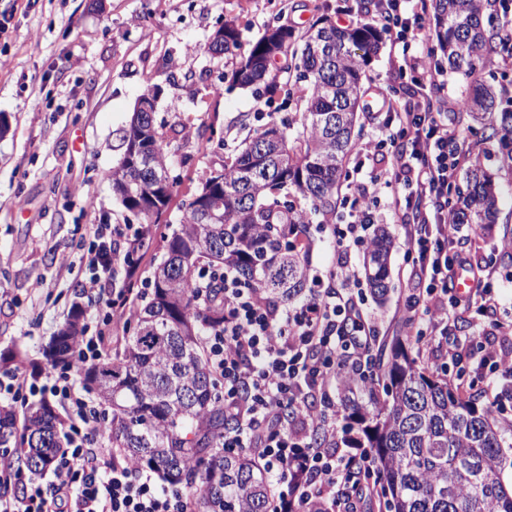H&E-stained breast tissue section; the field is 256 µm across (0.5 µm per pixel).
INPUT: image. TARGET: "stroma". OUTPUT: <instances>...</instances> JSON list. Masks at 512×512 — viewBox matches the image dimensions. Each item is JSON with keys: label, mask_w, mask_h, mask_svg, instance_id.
Wrapping results in <instances>:
<instances>
[{"label": "stroma", "mask_w": 512, "mask_h": 512, "mask_svg": "<svg viewBox=\"0 0 512 512\" xmlns=\"http://www.w3.org/2000/svg\"><path fill=\"white\" fill-rule=\"evenodd\" d=\"M355 0H0V116L10 128L0 135V350L17 349L26 363H43V350L64 324L73 303L93 224L123 223L127 212L113 197L107 172L123 148L120 131L140 95L161 90L155 121L167 126L165 142L173 197L137 255L135 291L147 290L163 257L161 236L177 226L179 205L212 170L217 152L198 144L211 138L234 148L266 123L264 98L230 88L227 56L208 52L213 31L236 20L242 44L271 24L299 30L330 5L344 23ZM395 31L365 69V85L391 94ZM475 158L491 174L499 219L473 225L467 243L473 264L487 266L502 310L512 309V257L502 254L512 237V164L497 141L470 138ZM403 251H394L390 290L376 300L367 281L353 293L375 317L379 335L372 353L388 357L402 339L422 365L436 362V344H417L395 317L406 289Z\"/></svg>", "instance_id": "1"}]
</instances>
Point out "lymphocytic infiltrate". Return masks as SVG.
Returning a JSON list of instances; mask_svg holds the SVG:
<instances>
[{"label":"lymphocytic infiltrate","mask_w":512,"mask_h":512,"mask_svg":"<svg viewBox=\"0 0 512 512\" xmlns=\"http://www.w3.org/2000/svg\"><path fill=\"white\" fill-rule=\"evenodd\" d=\"M408 1L413 25L401 40L394 72L401 78L419 74L421 84L432 86L441 73L418 52L430 0ZM368 120L376 136L354 150L355 176L339 202L344 219L332 233L331 287L302 303L274 306L228 276L224 321L204 329L208 364L232 422L220 446L247 451L263 463L272 478L273 512H360L357 500L377 490L368 455L312 443L311 430L330 434L335 423L313 413L310 399H329L344 367L367 359L376 340L371 314L348 288L357 282L351 253L381 213L401 224L409 277L424 285L409 291L396 310L407 334L420 341L444 336L460 386L501 381V391L488 402L493 413L505 415L512 403V348L484 336L460 343L448 322L449 307L461 304L476 306L486 317L497 313L483 269L472 264L447 205L448 187L470 156L467 141L447 113L418 101L384 98L381 111L369 113ZM369 160L380 161L381 170L364 173ZM96 234L89 274L80 283L85 294L111 274L117 261L113 240L123 230L100 224ZM461 270L474 283L463 296L454 288ZM104 340L101 330L79 336L76 357L64 372L54 366L35 377L21 370L0 372V394L54 400L66 410L71 430L70 446L48 480L20 473L11 457L0 455V482L17 488L13 497L0 498V512H194V492L158 485L147 471L106 460L99 447L101 411L75 377L104 358Z\"/></svg>","instance_id":"lymphocytic-infiltrate-1"}]
</instances>
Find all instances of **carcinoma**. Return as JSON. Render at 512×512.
<instances>
[{"instance_id": "obj_1", "label": "carcinoma", "mask_w": 512, "mask_h": 512, "mask_svg": "<svg viewBox=\"0 0 512 512\" xmlns=\"http://www.w3.org/2000/svg\"><path fill=\"white\" fill-rule=\"evenodd\" d=\"M437 46L448 72L472 77L493 54L512 55V32L496 25L491 0H432ZM387 30L383 18L341 27L320 16L314 30L276 26L241 52L240 30L224 21L217 50L235 59L224 75L230 86L265 97L299 118L269 120L224 157L220 175L208 173L182 201L180 227L163 235L164 257L151 291L137 296L135 325L114 355L84 371L102 410L112 454L162 473L173 486L199 490L195 512H271L263 466L245 452L226 453L216 439L230 428L205 354L202 317L194 287L206 271L230 272L273 304H290L309 289L310 224L336 215L346 163L362 132V78ZM288 60L293 83L270 78L269 56ZM470 127L482 140H498L512 162V97L503 82L478 83L464 103ZM123 155L107 173L114 195L139 223L154 225L173 192L155 199L135 193L146 173L139 152L156 169L170 166L165 139L154 119L134 113L122 131ZM223 201L224 223L202 224L199 200ZM457 224H494L497 196L479 164L448 189ZM397 239L381 228L364 254L373 296L389 290L388 263ZM223 288L210 289L206 317L224 321ZM84 333L74 307L50 342L45 358L65 367ZM342 436L335 447L366 448L385 512H512L503 484L506 428L483 407L455 391L448 380L420 366L401 341L386 363L370 358L355 368L336 395ZM68 434L48 399L22 411L0 405V448L11 450L24 473L49 469Z\"/></svg>"}]
</instances>
